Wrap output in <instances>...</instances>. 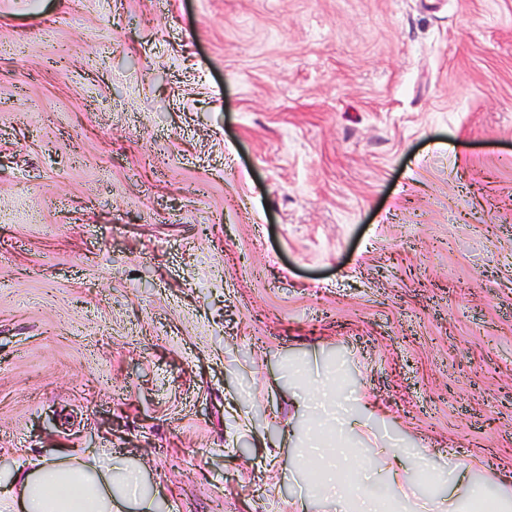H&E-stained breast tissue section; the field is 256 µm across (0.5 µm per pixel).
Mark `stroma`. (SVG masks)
<instances>
[{
  "label": "stroma",
  "mask_w": 512,
  "mask_h": 512,
  "mask_svg": "<svg viewBox=\"0 0 512 512\" xmlns=\"http://www.w3.org/2000/svg\"><path fill=\"white\" fill-rule=\"evenodd\" d=\"M512 0H0V483L93 448L158 512L512 492ZM464 460L469 470L453 471ZM336 389L324 384L315 395H300L294 401L296 406L308 415L318 411L319 433L329 432L351 433L355 428L363 426L351 417H344L336 413ZM347 452V448H327L319 444L308 448L309 464L322 473L321 489L329 499L336 500V484L341 476L344 477L342 464ZM379 470L387 474L388 485L399 489L402 502H408L409 470L418 468L422 461L417 459L410 450L403 448L398 452H389L382 449L377 458Z\"/></svg>",
  "instance_id": "1"
}]
</instances>
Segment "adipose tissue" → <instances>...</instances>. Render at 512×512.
I'll return each mask as SVG.
<instances>
[{
    "label": "adipose tissue",
    "mask_w": 512,
    "mask_h": 512,
    "mask_svg": "<svg viewBox=\"0 0 512 512\" xmlns=\"http://www.w3.org/2000/svg\"><path fill=\"white\" fill-rule=\"evenodd\" d=\"M334 388L322 386L315 395L298 396L302 411L317 414L320 433H351L357 420L336 412ZM347 451L322 445L309 447L308 461L322 475L321 489L335 498L336 485L343 474ZM377 464L391 488L408 500L409 472L421 464L408 449L380 451ZM134 506L139 512H154L156 500L146 491L140 471L127 465H101L94 449H72L66 461L43 458L27 460L17 469L8 487L0 489V512H121Z\"/></svg>",
    "instance_id": "adipose-tissue-1"
}]
</instances>
